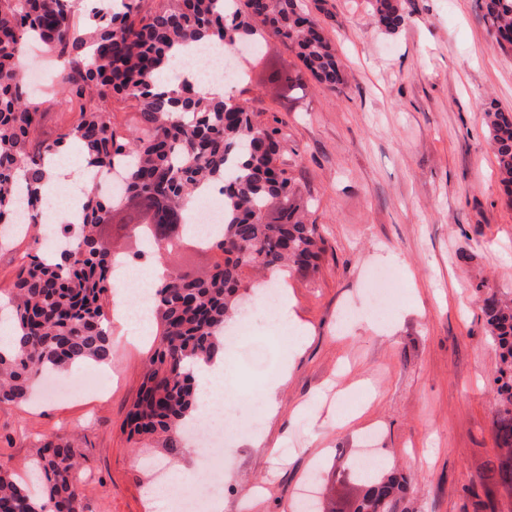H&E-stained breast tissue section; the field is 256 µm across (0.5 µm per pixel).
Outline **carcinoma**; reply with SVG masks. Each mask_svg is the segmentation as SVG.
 Instances as JSON below:
<instances>
[{
	"label": "carcinoma",
	"instance_id": "1",
	"mask_svg": "<svg viewBox=\"0 0 512 512\" xmlns=\"http://www.w3.org/2000/svg\"><path fill=\"white\" fill-rule=\"evenodd\" d=\"M141 12L135 0L115 7L114 0H88L89 9L72 13L70 0H0V224L12 223L23 203L40 208V183L61 148L79 143L94 168L112 166L123 173L121 199L90 189L81 207L82 223L60 225L65 243L52 261L26 254L6 311L16 328V346L0 349V403L28 399L33 380L85 361L112 360L105 306L111 293L115 259L100 229L124 230L129 259L140 257L147 233L158 242L156 262L166 276L156 288L155 339L150 370L125 426L137 445L162 436L175 453L186 425L198 420L196 370L224 351V328L243 310L242 286L255 270L283 274L320 271L324 251L320 225L308 220L288 168L278 164L285 150L280 128L241 105L201 97L189 88L170 91L159 81L163 65L179 48L204 41L233 49L256 47L274 36L295 53L301 69H273L272 82L296 92L308 76L340 91L345 74L336 46L320 16L332 18L328 0H161ZM379 27L395 34L404 25L405 0H369ZM484 19L495 43L512 50V0H484ZM30 42L45 53L69 60L59 88L41 99L28 95L21 58ZM117 97L134 103L135 124L125 135L112 127L106 104ZM71 111L77 122L59 123ZM489 143L498 164L504 203L512 208V110L486 112ZM224 197V230L206 250L213 266L194 277L170 262L173 245L193 250L186 234V201L201 184ZM285 199L275 215V199ZM483 312L500 350L493 436L497 463L485 477L512 495V298L492 293ZM80 451L69 440H47L32 463L43 492L31 493L13 474L0 470V512H84ZM353 512H398L410 484L396 469L365 471Z\"/></svg>",
	"mask_w": 512,
	"mask_h": 512
}]
</instances>
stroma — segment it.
Masks as SVG:
<instances>
[{
    "instance_id": "1",
    "label": "stroma",
    "mask_w": 512,
    "mask_h": 512,
    "mask_svg": "<svg viewBox=\"0 0 512 512\" xmlns=\"http://www.w3.org/2000/svg\"><path fill=\"white\" fill-rule=\"evenodd\" d=\"M346 87L315 82L283 95L272 66L299 68L276 38L246 61L250 83L226 84L250 110L277 115L285 160L310 199L326 252L319 274L291 273L285 286L297 331L280 337L255 321L224 356L233 386H269L283 367L274 416L250 410L268 445L286 450L281 466L232 429L222 448L223 512H295L316 477L323 501L350 512L360 491L343 461L373 446L375 461L408 475L409 512H476L493 502L512 512V496L480 480L495 458L492 422L499 349L482 310L488 286L512 293V209L501 199L486 113L512 109V51L494 46L483 0H409L398 34H385L367 0H329ZM49 230L0 245V289L11 286L23 255ZM395 283L391 313L370 303L375 276ZM150 340L124 342L101 386L81 398L37 396L0 404V469L32 483L29 464L47 437L77 438L86 512H151L141 450L123 423L143 384ZM144 451L182 474L183 490L205 471L195 450L170 454L162 438Z\"/></svg>"
}]
</instances>
